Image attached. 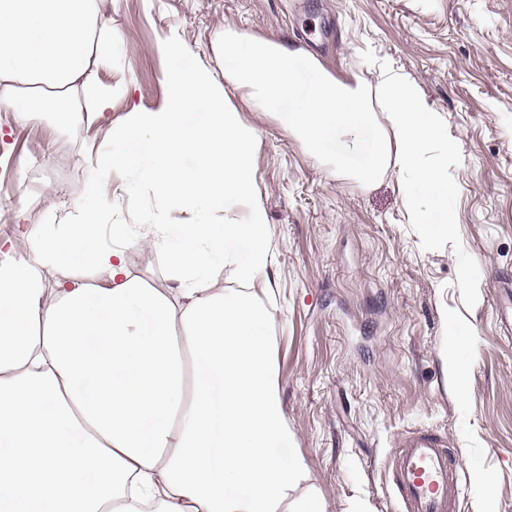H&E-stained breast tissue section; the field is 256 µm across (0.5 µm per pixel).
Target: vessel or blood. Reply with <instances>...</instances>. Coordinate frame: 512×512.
<instances>
[{
  "instance_id": "1",
  "label": "vessel or blood",
  "mask_w": 512,
  "mask_h": 512,
  "mask_svg": "<svg viewBox=\"0 0 512 512\" xmlns=\"http://www.w3.org/2000/svg\"><path fill=\"white\" fill-rule=\"evenodd\" d=\"M462 467L435 430L403 433L386 461V473L402 512H458Z\"/></svg>"
}]
</instances>
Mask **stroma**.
<instances>
[{
	"mask_svg": "<svg viewBox=\"0 0 512 512\" xmlns=\"http://www.w3.org/2000/svg\"><path fill=\"white\" fill-rule=\"evenodd\" d=\"M104 11L120 39L93 74L112 87L110 110L83 121L79 100L63 126L0 112V194L26 213L0 223V239L57 229L75 203L98 208L85 194L94 161L132 107L162 108L169 37L219 81L214 44L228 29L308 53L348 84H375L386 69L407 76L457 142V223L436 246L413 224L395 169L361 183L225 88L260 136L253 176L276 255L272 334L291 451L312 469L325 512H398L383 461L405 430H437L463 465L460 512H512V338L500 325L512 302V0H107ZM130 192L107 222L194 220ZM127 260L151 287H171L157 252L133 246ZM449 368L463 370L466 396Z\"/></svg>",
	"mask_w": 512,
	"mask_h": 512,
	"instance_id": "stroma-1",
	"label": "stroma"
}]
</instances>
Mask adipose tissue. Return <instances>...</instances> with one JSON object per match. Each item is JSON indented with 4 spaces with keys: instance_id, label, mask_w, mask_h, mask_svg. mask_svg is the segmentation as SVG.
Instances as JSON below:
<instances>
[{
    "instance_id": "obj_1",
    "label": "adipose tissue",
    "mask_w": 512,
    "mask_h": 512,
    "mask_svg": "<svg viewBox=\"0 0 512 512\" xmlns=\"http://www.w3.org/2000/svg\"><path fill=\"white\" fill-rule=\"evenodd\" d=\"M103 4L0 0V112L33 120L48 87L111 109V87L89 74L117 39ZM162 49L164 107H133L87 193L111 200L124 171L159 210L195 219L133 230L79 204L33 236L25 260H0V512H324L309 466L288 451L267 305L275 255L251 165L259 137L224 84L314 158L366 182L397 168L429 243L456 222V142L415 83L388 72L347 85L302 51L231 30L216 45L222 84L179 65L182 42ZM135 244L161 253L173 287L132 273ZM71 257L100 284L61 278Z\"/></svg>"
}]
</instances>
